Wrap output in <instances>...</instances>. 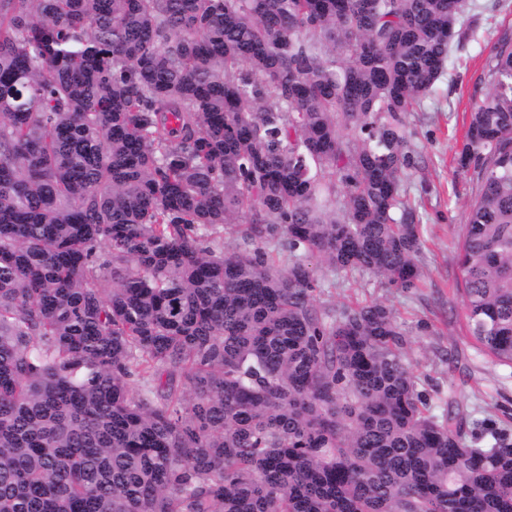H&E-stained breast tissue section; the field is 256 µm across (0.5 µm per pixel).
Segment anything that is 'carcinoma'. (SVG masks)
Returning <instances> with one entry per match:
<instances>
[{"label": "carcinoma", "instance_id": "carcinoma-1", "mask_svg": "<svg viewBox=\"0 0 512 512\" xmlns=\"http://www.w3.org/2000/svg\"><path fill=\"white\" fill-rule=\"evenodd\" d=\"M463 9L0 0V512H512L393 310L315 298L418 287L407 117ZM488 82L460 267L512 366V41Z\"/></svg>", "mask_w": 512, "mask_h": 512}]
</instances>
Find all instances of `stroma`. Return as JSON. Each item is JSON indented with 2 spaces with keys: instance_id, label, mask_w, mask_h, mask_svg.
I'll return each mask as SVG.
<instances>
[{
  "instance_id": "1",
  "label": "stroma",
  "mask_w": 512,
  "mask_h": 512,
  "mask_svg": "<svg viewBox=\"0 0 512 512\" xmlns=\"http://www.w3.org/2000/svg\"><path fill=\"white\" fill-rule=\"evenodd\" d=\"M463 35L449 47L434 90L408 117L415 129V167L403 184L418 205L423 248L421 287L403 291L373 277L316 270L323 307L389 305L410 344L406 360L434 413L448 400L466 414L465 431L487 447L493 433L512 439V367L481 352L464 316L458 254L468 203L480 185L477 165L458 168V153L473 106L487 91V65L499 43L512 39V0H465Z\"/></svg>"
}]
</instances>
